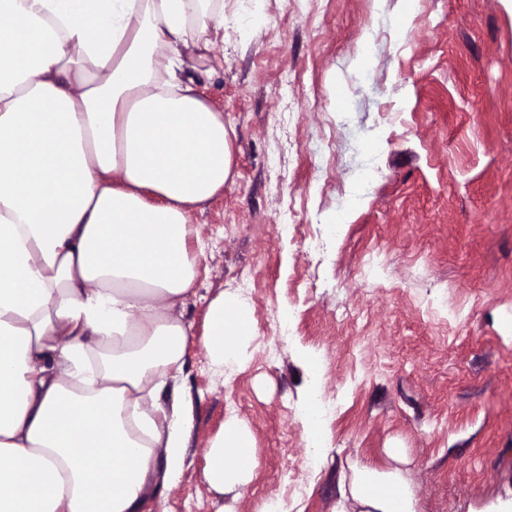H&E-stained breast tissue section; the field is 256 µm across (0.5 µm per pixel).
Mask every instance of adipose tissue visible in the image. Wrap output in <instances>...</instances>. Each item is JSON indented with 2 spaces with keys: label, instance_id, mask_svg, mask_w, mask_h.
Listing matches in <instances>:
<instances>
[{
  "label": "adipose tissue",
  "instance_id": "obj_1",
  "mask_svg": "<svg viewBox=\"0 0 512 512\" xmlns=\"http://www.w3.org/2000/svg\"><path fill=\"white\" fill-rule=\"evenodd\" d=\"M189 2L0 0V512H143L182 468L174 309L193 215L231 171L224 115L183 75L224 16L188 23ZM252 336L245 298L210 302L217 369ZM207 457L209 487L247 486V424L228 418ZM340 496L341 512H416L398 467L351 465Z\"/></svg>",
  "mask_w": 512,
  "mask_h": 512
}]
</instances>
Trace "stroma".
I'll return each mask as SVG.
<instances>
[{
    "label": "stroma",
    "instance_id": "35a3bbf8",
    "mask_svg": "<svg viewBox=\"0 0 512 512\" xmlns=\"http://www.w3.org/2000/svg\"><path fill=\"white\" fill-rule=\"evenodd\" d=\"M212 8L224 38L192 76L224 114L232 174L194 215L203 251L181 308L193 420L150 512H259L307 459L305 494L282 512H336L341 472L390 468L391 448L409 459L417 512L511 499L512 0ZM323 137L337 160L316 155ZM222 292L252 306L249 359L231 375L202 343ZM316 390L338 405L320 448L305 421ZM231 417L257 465L241 494L219 495L201 475Z\"/></svg>",
    "mask_w": 512,
    "mask_h": 512
}]
</instances>
